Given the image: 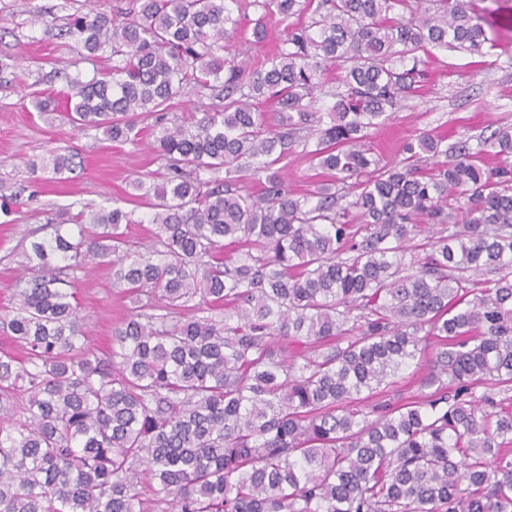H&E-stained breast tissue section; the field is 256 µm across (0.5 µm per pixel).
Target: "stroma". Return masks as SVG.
Segmentation results:
<instances>
[{"instance_id":"obj_1","label":"stroma","mask_w":512,"mask_h":512,"mask_svg":"<svg viewBox=\"0 0 512 512\" xmlns=\"http://www.w3.org/2000/svg\"><path fill=\"white\" fill-rule=\"evenodd\" d=\"M130 0H0V187L15 194L11 216L0 215V310L9 307L17 281L18 255L30 242L46 236L48 218L77 213L83 205L108 206L119 201L133 209L129 183L135 176L156 182L163 169L146 144L106 140L101 131H78L61 121L40 118L32 94H59L67 78L89 79L111 67V60L88 61L62 36L70 15L87 7L102 12L127 8ZM43 15L31 24L30 11ZM492 43L483 57L457 49L421 55L428 83L408 99L384 125L371 130L376 154L391 160L420 134L455 140L458 134L489 135L503 119L512 120V24L485 25ZM66 146L80 164L61 180L32 173L31 161ZM86 345L101 354L112 348V333L131 300L112 285L110 270L89 264L72 283Z\"/></svg>"}]
</instances>
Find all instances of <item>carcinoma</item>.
Here are the masks:
<instances>
[{
  "label": "carcinoma",
  "mask_w": 512,
  "mask_h": 512,
  "mask_svg": "<svg viewBox=\"0 0 512 512\" xmlns=\"http://www.w3.org/2000/svg\"><path fill=\"white\" fill-rule=\"evenodd\" d=\"M231 3L69 18L64 36L112 68L68 79L64 111L34 109L132 144L150 118L167 174L131 181L149 243L127 236L135 210L86 205L20 254L0 313L26 352L0 355V512H512V413L495 400L512 391V121L424 134L391 162L369 144L421 87L416 53L483 54V16L468 0H250L303 19L256 65L224 57ZM190 92L218 104L180 123L168 109ZM301 142L330 179L309 194L280 167ZM75 158L55 147L31 167ZM89 261L133 303L106 355L66 289ZM429 336L422 393L377 401Z\"/></svg>",
  "instance_id": "obj_1"
}]
</instances>
